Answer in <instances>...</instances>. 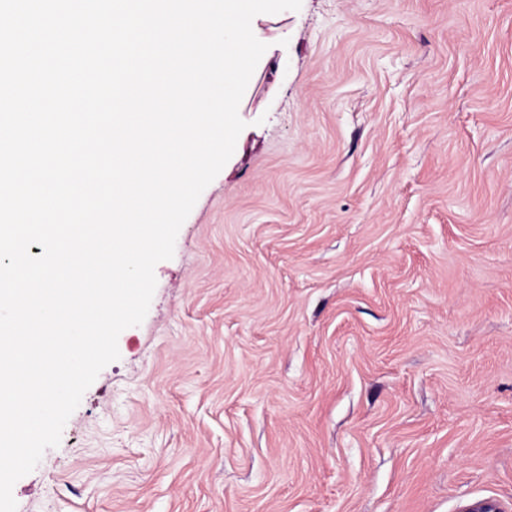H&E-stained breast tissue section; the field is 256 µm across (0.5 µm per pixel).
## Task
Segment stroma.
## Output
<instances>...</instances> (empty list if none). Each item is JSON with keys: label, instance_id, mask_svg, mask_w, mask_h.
<instances>
[{"label": "stroma", "instance_id": "1", "mask_svg": "<svg viewBox=\"0 0 512 512\" xmlns=\"http://www.w3.org/2000/svg\"><path fill=\"white\" fill-rule=\"evenodd\" d=\"M17 512H512V0H302Z\"/></svg>", "mask_w": 512, "mask_h": 512}]
</instances>
